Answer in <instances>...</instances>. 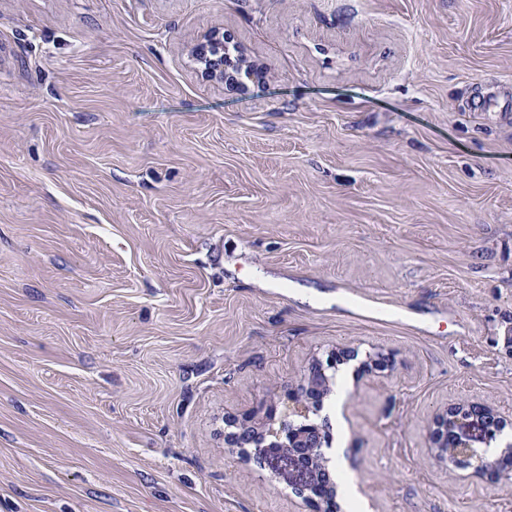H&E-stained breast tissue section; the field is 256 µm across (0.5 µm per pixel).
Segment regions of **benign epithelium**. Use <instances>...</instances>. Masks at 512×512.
Instances as JSON below:
<instances>
[{
	"label": "benign epithelium",
	"mask_w": 512,
	"mask_h": 512,
	"mask_svg": "<svg viewBox=\"0 0 512 512\" xmlns=\"http://www.w3.org/2000/svg\"><path fill=\"white\" fill-rule=\"evenodd\" d=\"M195 57L203 65V72L228 85L238 84L237 74L228 71L229 59L224 54V41L211 39L195 48ZM354 357L352 351H337L328 356L326 363L312 366L306 385L297 393L288 394V408L279 426L268 418V427L258 429L249 421L228 433L227 441L233 447L253 448V455L263 460L275 477L295 489V493L308 499L322 491L331 494L333 487L320 483L321 470L315 464L324 459V436L307 438L312 430L311 413L326 391V370ZM504 425V420L490 407L467 402L448 408L436 419L430 431L428 457L435 463L471 467L475 472L490 474L498 480H512V448L494 458L488 449L477 448L493 441V430Z\"/></svg>",
	"instance_id": "benign-epithelium-1"
}]
</instances>
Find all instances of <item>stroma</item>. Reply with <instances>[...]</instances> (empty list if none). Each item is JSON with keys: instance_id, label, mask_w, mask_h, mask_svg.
Masks as SVG:
<instances>
[{"instance_id": "obj_1", "label": "stroma", "mask_w": 512, "mask_h": 512, "mask_svg": "<svg viewBox=\"0 0 512 512\" xmlns=\"http://www.w3.org/2000/svg\"><path fill=\"white\" fill-rule=\"evenodd\" d=\"M508 87L512 0H0V512H314L228 423L339 350L366 512H512L428 459L512 436ZM194 52L197 61L204 66L203 72L207 76L223 81L228 85H237L239 83L237 76L241 72L243 59L237 57V74L229 72L227 69L231 64L227 58L228 54L224 52L223 39L215 38L208 40L206 44L198 45ZM504 425V420L490 407L467 402L448 408L436 419L430 431L428 457L440 465L472 467L475 472L490 474L495 479L512 480V448L494 458L490 448H475V443L489 445L493 430Z\"/></svg>"}]
</instances>
